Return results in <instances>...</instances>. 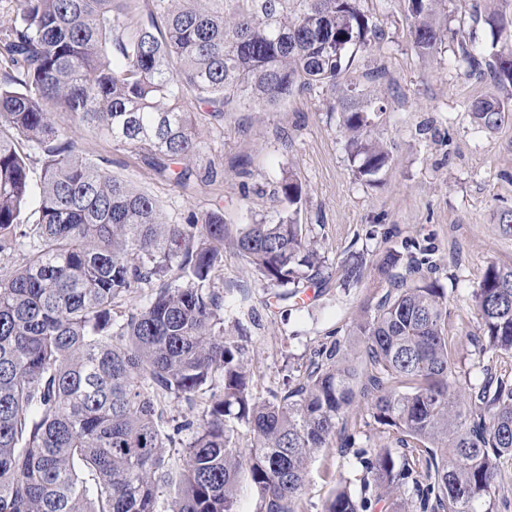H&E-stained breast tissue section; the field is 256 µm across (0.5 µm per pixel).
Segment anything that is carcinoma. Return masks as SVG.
<instances>
[{"label":"carcinoma","instance_id":"cac0c4a2","mask_svg":"<svg viewBox=\"0 0 512 512\" xmlns=\"http://www.w3.org/2000/svg\"><path fill=\"white\" fill-rule=\"evenodd\" d=\"M0 29V252L25 248L0 272V512H238L241 471L257 512H295L314 452L330 445L358 397L374 421L401 435L403 452L339 447L361 470L360 496L336 488L323 512H368L399 492L391 512H498L500 468L512 465V380L461 382L445 336L446 297L423 269L427 253L388 250L389 289L354 335L364 368L339 345L318 351L282 397L256 399L243 348V301L214 280L224 217L165 221L157 202L84 158L54 120L75 122L179 185L181 162L201 147L200 117L221 124L229 105L278 107L315 86L341 85L379 28L357 0H13ZM421 54L437 50L442 0H407ZM468 75L511 92L469 112L487 131L512 115V37L489 69L466 42ZM331 109L363 178L389 162L374 116L382 98L353 84ZM43 153L39 206L28 211V151ZM288 212L236 239L241 255L281 299L322 285V257L297 215L302 188L288 177ZM144 303L114 318L142 286ZM479 356L512 354V265L490 264L473 291ZM219 392H214V389ZM200 405L193 418L170 403ZM254 435L243 452L237 426ZM190 441L173 461L174 436Z\"/></svg>","mask_w":512,"mask_h":512}]
</instances>
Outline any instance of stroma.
<instances>
[{
	"mask_svg": "<svg viewBox=\"0 0 512 512\" xmlns=\"http://www.w3.org/2000/svg\"><path fill=\"white\" fill-rule=\"evenodd\" d=\"M358 6L383 33L379 43L358 52L349 70L360 89L386 94L377 131L390 161L375 181L359 177L350 161L340 115L330 109L335 93L326 86L276 109L229 112L223 125H205L202 146L187 161L194 176L183 186L145 165L137 153L114 150L70 114L56 116L84 157L109 159L114 175L159 202L168 223H185L192 214H223L224 261L215 285L245 296L253 310L239 342L251 391L260 400L295 387L322 348L347 345L362 360L350 333L364 309L388 289L377 270L383 255L405 244L427 250L437 262L434 277L447 293L452 356L460 372L479 375V355L469 340L479 325L472 292L488 265L512 264V234L499 222L501 212L512 209V118L492 132L472 121V102L502 91L490 80L466 75L459 62L463 41L494 61L489 21L511 22L512 0H443L440 21L448 36L429 55L413 46L405 0H358ZM288 176L302 186L298 219L325 258L327 285L309 288L308 299L278 302L235 240L244 225L274 224L285 215L279 186ZM354 256L363 259L364 277L348 288L342 271ZM348 421L357 446L396 447V431L374 422L369 402L356 407ZM354 475L353 458L341 456L337 446L318 449L296 512H322L345 479L359 492Z\"/></svg>",
	"mask_w": 512,
	"mask_h": 512,
	"instance_id": "1",
	"label": "stroma"
}]
</instances>
